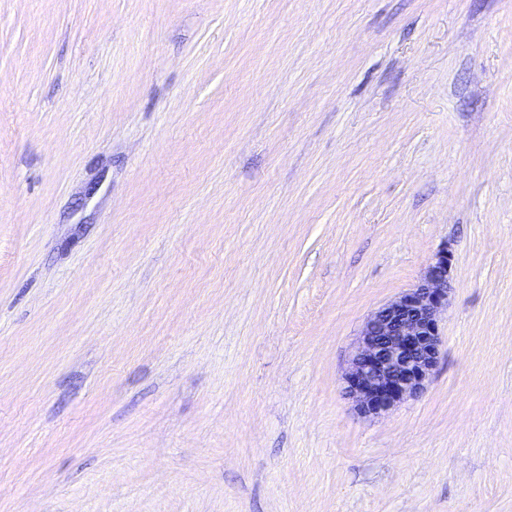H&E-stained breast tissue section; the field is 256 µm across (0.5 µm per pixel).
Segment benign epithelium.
Here are the masks:
<instances>
[{"label": "benign epithelium", "mask_w": 512, "mask_h": 512, "mask_svg": "<svg viewBox=\"0 0 512 512\" xmlns=\"http://www.w3.org/2000/svg\"><path fill=\"white\" fill-rule=\"evenodd\" d=\"M452 263V251L440 248L416 285L365 320L341 377L360 416L381 417L426 389L439 362Z\"/></svg>", "instance_id": "benign-epithelium-1"}]
</instances>
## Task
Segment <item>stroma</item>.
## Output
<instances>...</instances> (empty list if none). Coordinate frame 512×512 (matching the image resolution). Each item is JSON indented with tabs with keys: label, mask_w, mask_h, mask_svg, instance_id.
Masks as SVG:
<instances>
[{
	"label": "stroma",
	"mask_w": 512,
	"mask_h": 512,
	"mask_svg": "<svg viewBox=\"0 0 512 512\" xmlns=\"http://www.w3.org/2000/svg\"><path fill=\"white\" fill-rule=\"evenodd\" d=\"M0 512H512V0H0ZM453 258L448 247L440 248L416 285L365 320L341 377L360 416L381 417L429 384L440 357Z\"/></svg>",
	"instance_id": "stroma-1"
}]
</instances>
